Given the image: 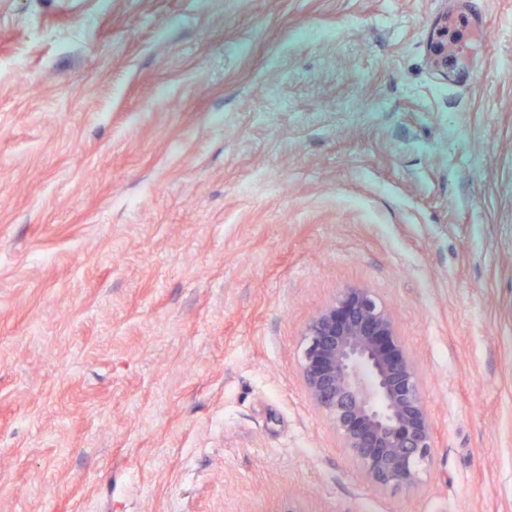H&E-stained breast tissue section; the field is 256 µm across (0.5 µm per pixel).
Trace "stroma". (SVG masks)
<instances>
[{
  "label": "stroma",
  "mask_w": 512,
  "mask_h": 512,
  "mask_svg": "<svg viewBox=\"0 0 512 512\" xmlns=\"http://www.w3.org/2000/svg\"><path fill=\"white\" fill-rule=\"evenodd\" d=\"M449 2L0 0V512H512V0ZM342 288L424 374L416 491L301 386Z\"/></svg>",
  "instance_id": "1"
}]
</instances>
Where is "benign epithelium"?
<instances>
[{
	"label": "benign epithelium",
	"instance_id": "obj_1",
	"mask_svg": "<svg viewBox=\"0 0 512 512\" xmlns=\"http://www.w3.org/2000/svg\"><path fill=\"white\" fill-rule=\"evenodd\" d=\"M302 343L306 395L369 483L417 488L434 428L423 374L387 307L365 289L344 288L308 322Z\"/></svg>",
	"mask_w": 512,
	"mask_h": 512
}]
</instances>
